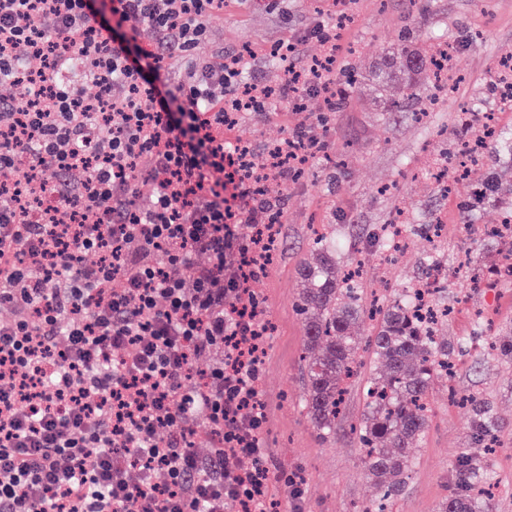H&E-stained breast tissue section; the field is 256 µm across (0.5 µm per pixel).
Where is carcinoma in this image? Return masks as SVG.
Masks as SVG:
<instances>
[{
	"instance_id": "1",
	"label": "carcinoma",
	"mask_w": 512,
	"mask_h": 512,
	"mask_svg": "<svg viewBox=\"0 0 512 512\" xmlns=\"http://www.w3.org/2000/svg\"><path fill=\"white\" fill-rule=\"evenodd\" d=\"M401 65L378 82L382 90L395 86L400 98L391 107L401 109L423 85L436 83L442 67L436 58L407 46L399 50ZM500 144L504 159L481 181L475 206L497 202L512 225V138ZM313 257L300 265L303 283L297 310L304 326V380L301 407L324 441L336 438V428L353 381L367 371L364 408L354 433L364 448L363 467L380 494L362 512H390V501L406 486L414 464L413 449L430 424L429 397L436 382L448 378L452 353L439 340L434 324L422 322L413 310L415 289L391 290L382 307L364 308L356 270H342L336 261L334 238L318 234ZM369 322L368 335L354 336L351 327ZM491 349L512 369V326L499 331ZM469 406L467 442L486 448L501 424L492 404L475 396L462 399ZM457 485L439 504V512H493V478L480 456L461 454L456 461Z\"/></svg>"
}]
</instances>
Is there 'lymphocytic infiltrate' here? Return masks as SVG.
<instances>
[{"label":"lymphocytic infiltrate","mask_w":512,"mask_h":512,"mask_svg":"<svg viewBox=\"0 0 512 512\" xmlns=\"http://www.w3.org/2000/svg\"><path fill=\"white\" fill-rule=\"evenodd\" d=\"M224 0H0V172L28 150L57 204H0V512H273L239 223L270 207L212 133L249 47L210 59ZM150 46L138 43L141 32ZM279 101L329 94L336 38ZM180 58L178 78L167 62ZM78 75L26 83L31 60ZM100 161L87 166L86 151Z\"/></svg>","instance_id":"1"}]
</instances>
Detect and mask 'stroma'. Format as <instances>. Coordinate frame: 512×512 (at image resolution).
Returning <instances> with one entry per match:
<instances>
[{"mask_svg": "<svg viewBox=\"0 0 512 512\" xmlns=\"http://www.w3.org/2000/svg\"><path fill=\"white\" fill-rule=\"evenodd\" d=\"M329 8L327 0H226L223 18L194 53L206 59L221 47L230 51L250 45L254 56L243 82L276 86L280 65L267 47L295 42L291 60L298 66L320 56L323 46L313 31L328 23ZM337 8L347 21L338 41L336 79L346 87L348 104L331 113L319 95L306 96L299 108L276 103L266 112L244 113L225 135L235 143L249 141L258 153L286 140L296 128L325 144L304 177L268 183L266 197L282 210L283 222L278 251L254 285L275 326L262 379L269 407L265 446L279 467L306 476L297 501L289 487L275 485L279 512H293L297 505L303 512H355L378 495L363 470L354 433L363 408L361 384L349 391L335 442H321L299 406L304 327L296 304L300 263L309 256L313 225H335L341 268L362 259L370 301L386 295L391 286L416 285L430 253L440 249L448 262V282L438 299L451 314L437 334L450 344L467 336L474 314L491 313L498 325L512 322V287L487 285L488 267L500 245L485 230L499 223L501 215L489 203L469 216L462 211L485 167L449 172L444 187L419 171L436 154L480 135L481 111L491 94L489 72L512 51V0H339ZM404 38L425 52L442 39L452 45V89L436 99L430 88H422L404 108L392 111L373 75L396 55ZM334 156L341 158V166L330 165ZM409 216L422 225L442 218L447 227L437 239L420 231L407 234L394 261H381L387 226ZM452 390L489 399L495 406L502 428L500 446L488 460L498 485L494 504L496 512H512V373L479 348L460 358L448 382L435 385L433 424L415 450V464L394 512H436L455 488V462L466 450L469 410L449 403Z\"/></svg>", "mask_w": 512, "mask_h": 512, "instance_id": "35a3bbf8", "label": "stroma"}]
</instances>
